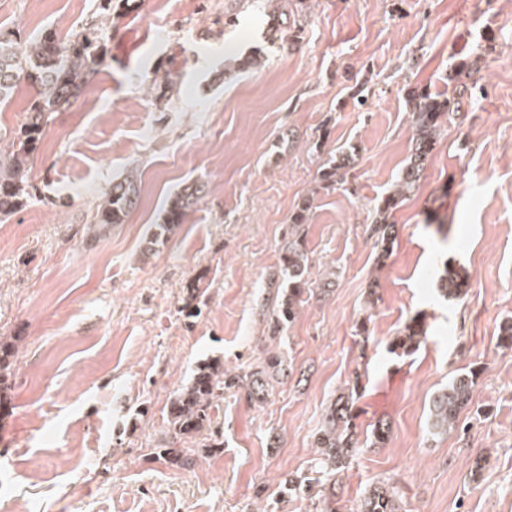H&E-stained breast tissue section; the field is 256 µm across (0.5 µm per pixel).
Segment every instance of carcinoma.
Segmentation results:
<instances>
[{"instance_id": "obj_1", "label": "carcinoma", "mask_w": 512, "mask_h": 512, "mask_svg": "<svg viewBox=\"0 0 512 512\" xmlns=\"http://www.w3.org/2000/svg\"><path fill=\"white\" fill-rule=\"evenodd\" d=\"M104 36L98 28L75 32L63 40L53 31H46L19 50L16 42L0 38V102L13 89L24 83L35 90L21 129L0 140V215L11 214L22 196L32 189L29 181L31 156L39 147L45 127L56 112L69 108L78 98L89 75L105 62ZM255 56H229L224 59V74L243 72L255 67ZM412 106L413 143L409 160L402 169L394 190L382 199L370 227L379 248L378 259L392 253L397 240L394 212L415 191L428 160L442 135L445 119L458 102L443 94L414 88L408 93ZM356 151H342L327 160L320 170L323 187L341 185L355 166ZM96 219L99 224H122L140 201L137 173L131 171L112 181L102 193ZM198 201L197 190H183L170 197L162 209L161 222L153 236H165L176 224L185 223L188 212ZM310 204L305 202L288 225V233L280 247L278 278L280 282L271 297L268 315V338L284 335L304 304L315 294L308 279L309 257L302 235ZM469 276L447 264L439 277V290L447 298L459 299L467 294ZM427 325L415 315L400 335L393 338L390 350L398 356H409L426 343ZM283 360L276 355L265 357L246 371L224 367L220 359H206L195 368L190 382L172 397L167 410V424L173 441L185 443L202 437L205 448L220 445L214 436V424L220 414L224 393L243 390L259 403L267 400L273 390L272 380L284 375ZM476 372L471 371L453 380L431 400L432 428L450 431L458 427L461 412L471 404ZM358 384L346 386L326 408L322 424L313 437L324 479L305 476L285 480L288 491L304 495L322 504L321 512H339L341 498L336 491L337 476L346 468L357 450V411L355 395ZM198 449L164 445L155 449L157 457L172 468L186 469L194 465ZM361 512H401L398 491L389 481H381L365 494Z\"/></svg>"}]
</instances>
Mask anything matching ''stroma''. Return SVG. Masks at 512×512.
I'll list each match as a JSON object with an SVG mask.
<instances>
[{
  "instance_id": "35a3bbf8",
  "label": "stroma",
  "mask_w": 512,
  "mask_h": 512,
  "mask_svg": "<svg viewBox=\"0 0 512 512\" xmlns=\"http://www.w3.org/2000/svg\"><path fill=\"white\" fill-rule=\"evenodd\" d=\"M100 3L0 0V35L23 46L87 28ZM111 14L97 100L54 114L30 195L0 219V340L15 346L0 512H314L284 481L317 477L312 436L356 376L363 443L341 474V512L385 479L403 512H512V350L497 345L512 320V0H297L284 14L112 0ZM228 54L261 63L228 78ZM462 64L474 85L449 91ZM414 87L459 108L382 260L369 224L411 151ZM351 146L347 184L323 187L322 164ZM131 168L139 205L97 223L103 190ZM188 186L199 200L185 223L153 239ZM307 201L315 294L273 346L287 376L260 405L225 393L220 450L168 468L153 450L168 441L171 394L202 360L261 356L279 248ZM447 264L470 276L463 300L437 287ZM192 282L203 293L188 319ZM419 313L427 343L390 353ZM473 369L458 429L434 433L432 397ZM380 421L389 439L374 448Z\"/></svg>"
}]
</instances>
